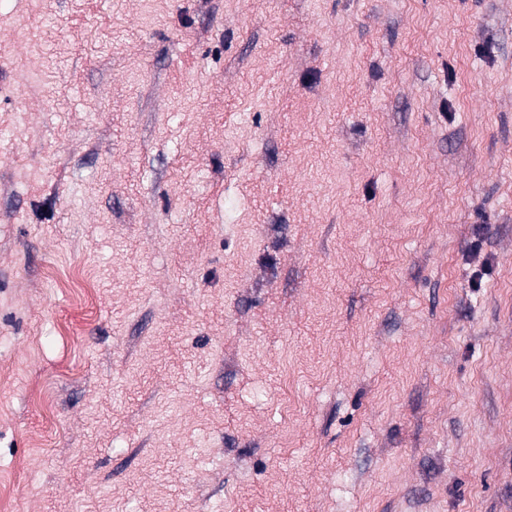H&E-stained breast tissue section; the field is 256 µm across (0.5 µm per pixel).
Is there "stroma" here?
Masks as SVG:
<instances>
[{"instance_id": "1", "label": "stroma", "mask_w": 512, "mask_h": 512, "mask_svg": "<svg viewBox=\"0 0 512 512\" xmlns=\"http://www.w3.org/2000/svg\"><path fill=\"white\" fill-rule=\"evenodd\" d=\"M1 478L512 512V0H0Z\"/></svg>"}]
</instances>
